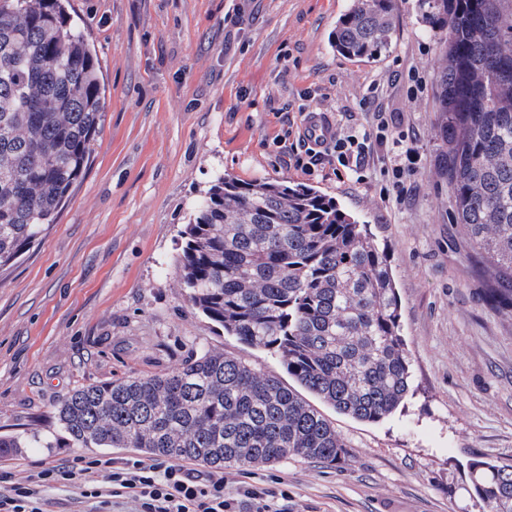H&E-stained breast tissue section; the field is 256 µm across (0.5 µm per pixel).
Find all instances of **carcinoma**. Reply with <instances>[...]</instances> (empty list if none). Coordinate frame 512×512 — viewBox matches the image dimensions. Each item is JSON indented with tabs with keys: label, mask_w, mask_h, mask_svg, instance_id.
Returning a JSON list of instances; mask_svg holds the SVG:
<instances>
[{
	"label": "carcinoma",
	"mask_w": 512,
	"mask_h": 512,
	"mask_svg": "<svg viewBox=\"0 0 512 512\" xmlns=\"http://www.w3.org/2000/svg\"><path fill=\"white\" fill-rule=\"evenodd\" d=\"M439 36L443 174L474 251L493 258L512 315V0H422ZM394 0H352L336 53L373 61L394 30ZM104 102L84 28L61 0H0V266L55 223L87 169ZM187 300L241 343L274 356L296 386L222 351L181 367L80 386L56 405L54 448H136L214 468L292 456L338 465L346 445L296 387L355 420L390 416L410 390L389 256L366 224L303 184L214 178L181 231ZM481 512H512V467L472 465Z\"/></svg>",
	"instance_id": "1"
}]
</instances>
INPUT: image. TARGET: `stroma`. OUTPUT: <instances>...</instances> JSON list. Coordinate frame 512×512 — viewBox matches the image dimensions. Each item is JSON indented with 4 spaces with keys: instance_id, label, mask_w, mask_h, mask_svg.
<instances>
[{
    "instance_id": "stroma-1",
    "label": "stroma",
    "mask_w": 512,
    "mask_h": 512,
    "mask_svg": "<svg viewBox=\"0 0 512 512\" xmlns=\"http://www.w3.org/2000/svg\"><path fill=\"white\" fill-rule=\"evenodd\" d=\"M349 0H68L97 58L106 105L90 163L55 224L0 269V434L52 427L82 385L176 369L217 350L275 374L270 354L225 335L187 301L180 232L211 180L303 183L332 196L385 245L412 361L408 395L378 423L321 405L346 444L343 464L291 457L226 470L229 492L268 488L270 512H479L471 465L512 467V316L492 305L452 217L435 135L438 38L421 0H394L389 50L338 56L331 35ZM424 93H405L409 69ZM379 82L423 156L405 204L376 183L295 167L276 143L301 113H350ZM88 449L18 448L0 475L73 463Z\"/></svg>"
}]
</instances>
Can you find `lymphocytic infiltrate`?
<instances>
[{
    "label": "lymphocytic infiltrate",
    "instance_id": "obj_1",
    "mask_svg": "<svg viewBox=\"0 0 512 512\" xmlns=\"http://www.w3.org/2000/svg\"><path fill=\"white\" fill-rule=\"evenodd\" d=\"M373 106L366 123L339 124L332 138L318 146L305 145L300 128H293L296 143L304 144L295 165L308 171L325 166L362 183L383 178L380 198L391 208H401L412 179L421 168L416 136L401 128L397 113L380 101L371 88ZM387 146L381 166L371 165L377 147ZM75 484L81 498L93 501L98 512H110L119 500L133 505V512H241L242 501L266 502L267 489L247 486L240 495L226 493L223 472H196L165 461L146 462L109 457L81 458L79 466L56 465L31 471L23 480L0 487V512H39L43 492L52 485Z\"/></svg>",
    "mask_w": 512,
    "mask_h": 512
}]
</instances>
